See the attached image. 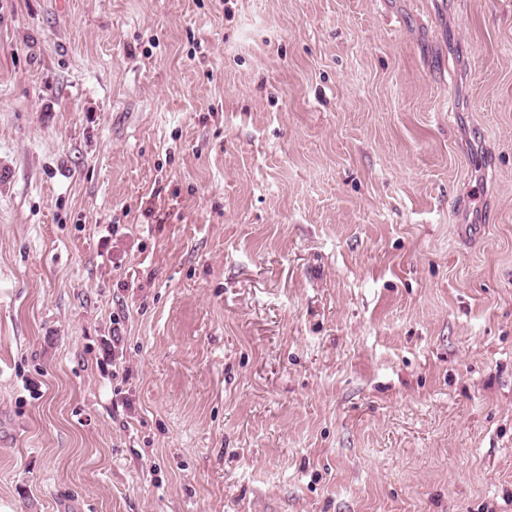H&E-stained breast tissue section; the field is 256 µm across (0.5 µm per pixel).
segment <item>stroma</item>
Masks as SVG:
<instances>
[{
  "label": "stroma",
  "instance_id": "stroma-1",
  "mask_svg": "<svg viewBox=\"0 0 512 512\" xmlns=\"http://www.w3.org/2000/svg\"><path fill=\"white\" fill-rule=\"evenodd\" d=\"M0 512H512V0H0Z\"/></svg>",
  "mask_w": 512,
  "mask_h": 512
}]
</instances>
